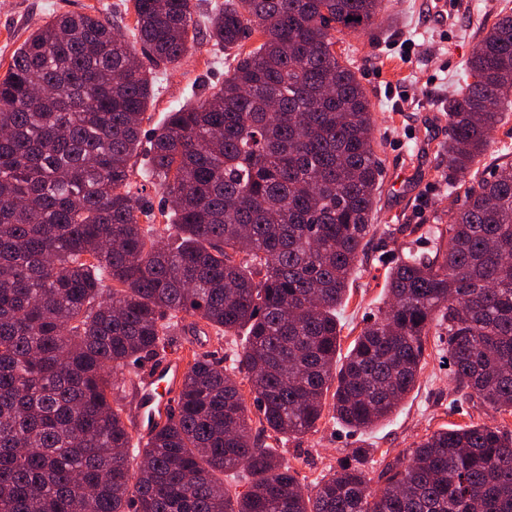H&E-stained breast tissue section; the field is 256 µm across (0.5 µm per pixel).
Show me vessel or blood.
<instances>
[{
  "label": "vessel or blood",
  "instance_id": "obj_1",
  "mask_svg": "<svg viewBox=\"0 0 512 512\" xmlns=\"http://www.w3.org/2000/svg\"><path fill=\"white\" fill-rule=\"evenodd\" d=\"M185 364L180 356L160 360L150 370L140 389V414L137 428L148 435L153 426L169 417L174 410L173 397L184 377Z\"/></svg>",
  "mask_w": 512,
  "mask_h": 512
}]
</instances>
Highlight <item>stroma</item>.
I'll use <instances>...</instances> for the list:
<instances>
[{"label": "stroma", "mask_w": 512, "mask_h": 512, "mask_svg": "<svg viewBox=\"0 0 512 512\" xmlns=\"http://www.w3.org/2000/svg\"><path fill=\"white\" fill-rule=\"evenodd\" d=\"M65 12L117 19L127 39L136 20L133 0H0V77L28 35L52 14ZM511 12L512 0H390L371 29L337 33V55L352 64L374 104L372 136L382 161L374 231L340 311L339 356L348 354L383 308L387 269L408 252H432V231L447 227L457 197L448 190V156L442 150L448 140L445 105L466 82L473 47ZM233 65L223 48L203 36L178 64L155 67L158 92L148 105L144 131L161 127L175 104L219 89ZM204 327L185 318L170 353L197 351L228 360L227 338L213 334L197 343ZM447 358V336L431 334L415 389L372 429L355 432L327 414L314 431L272 436L265 443L307 489L355 448L368 450L365 469L375 479L387 462L439 428L484 422L512 431L511 413L491 410L455 386L444 367Z\"/></svg>", "instance_id": "35a3bbf8"}]
</instances>
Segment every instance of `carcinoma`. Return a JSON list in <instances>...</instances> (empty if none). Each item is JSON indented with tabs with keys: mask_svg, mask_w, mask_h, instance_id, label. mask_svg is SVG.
Masks as SVG:
<instances>
[{
	"mask_svg": "<svg viewBox=\"0 0 512 512\" xmlns=\"http://www.w3.org/2000/svg\"><path fill=\"white\" fill-rule=\"evenodd\" d=\"M382 2L224 0L209 40L263 42L169 112L138 173L155 83L115 23L56 14L17 49L0 78V512H512V432L494 425L431 433L379 487L355 448L306 493L260 439L313 430L329 392L351 429L386 419L439 329L458 387L512 412V162L471 174L512 97V14L448 98V168L471 175L461 206L433 255L390 268L385 311L337 357L380 160L333 32L372 25ZM133 3L148 56L178 63L200 34L194 0ZM136 175L169 196L179 237L142 227L156 216ZM187 316L244 339L228 367L192 352L176 411L136 436L121 393ZM235 470L243 492L224 483Z\"/></svg>",
	"mask_w": 512,
	"mask_h": 512,
	"instance_id": "obj_1",
	"label": "carcinoma"
}]
</instances>
